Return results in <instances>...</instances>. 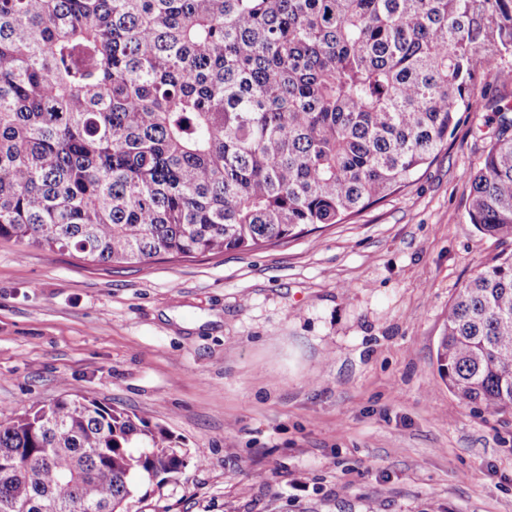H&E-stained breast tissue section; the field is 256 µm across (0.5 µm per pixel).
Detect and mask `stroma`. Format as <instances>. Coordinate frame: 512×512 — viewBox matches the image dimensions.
<instances>
[{
    "label": "stroma",
    "instance_id": "obj_1",
    "mask_svg": "<svg viewBox=\"0 0 512 512\" xmlns=\"http://www.w3.org/2000/svg\"><path fill=\"white\" fill-rule=\"evenodd\" d=\"M505 104L476 79L408 187L275 246L104 266L0 241V419L73 394L181 438L131 512H512V414L436 364L456 291L512 254L467 213Z\"/></svg>",
    "mask_w": 512,
    "mask_h": 512
}]
</instances>
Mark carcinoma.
Wrapping results in <instances>:
<instances>
[{"label":"carcinoma","mask_w":512,"mask_h":512,"mask_svg":"<svg viewBox=\"0 0 512 512\" xmlns=\"http://www.w3.org/2000/svg\"><path fill=\"white\" fill-rule=\"evenodd\" d=\"M512 56V0H0V240L101 265L248 251L403 190ZM512 112L467 176L512 239ZM448 390L512 413V254L458 289ZM68 394L0 421V512H129L187 466Z\"/></svg>","instance_id":"cac0c4a2"}]
</instances>
